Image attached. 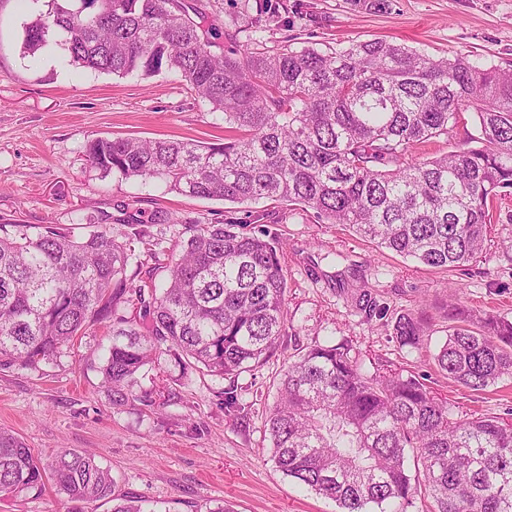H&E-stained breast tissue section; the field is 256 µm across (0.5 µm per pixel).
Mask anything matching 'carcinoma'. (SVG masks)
Instances as JSON below:
<instances>
[{
  "instance_id": "carcinoma-1",
  "label": "carcinoma",
  "mask_w": 512,
  "mask_h": 512,
  "mask_svg": "<svg viewBox=\"0 0 512 512\" xmlns=\"http://www.w3.org/2000/svg\"><path fill=\"white\" fill-rule=\"evenodd\" d=\"M24 29L23 53L54 44L79 67L107 75H181L224 114L222 144L96 138L86 152L105 174L156 178L169 190L232 203L299 205L329 224L431 268L452 270L487 253L494 201L512 189V69L465 55L433 59L384 39L342 50L288 46L216 53L181 0H47ZM473 114L472 145L426 159L412 149ZM166 286L128 276L136 232L120 242L102 227L76 237L54 224L35 233L0 223V371L37 370L95 324L111 329L97 371L112 404L145 369L174 363L234 378L262 362L282 336L287 281L279 241L236 224H190ZM370 318L378 305L353 291ZM448 333L434 356L454 384L484 392L512 378V319L446 302ZM427 322L395 319L402 347ZM349 342L314 343L281 379L267 420L276 468L342 512H512V417L455 418L424 378L376 363ZM413 467H408L407 452ZM83 512H160L115 495L92 455L63 450L45 464L0 429V499L40 497L47 481Z\"/></svg>"
}]
</instances>
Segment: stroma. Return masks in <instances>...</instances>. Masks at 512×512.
Wrapping results in <instances>:
<instances>
[{"mask_svg":"<svg viewBox=\"0 0 512 512\" xmlns=\"http://www.w3.org/2000/svg\"><path fill=\"white\" fill-rule=\"evenodd\" d=\"M204 15L217 51L290 45L322 50L383 38L433 58L465 54L512 69V0H190ZM42 0H0V221L38 228L109 225L116 239L131 234L126 214L143 211L146 244L132 266L148 273L178 253L187 224L233 223L241 232H271L281 241L287 278L284 335L255 369L229 380L197 371L163 380L144 369L136 401L110 402L91 369L110 342L102 325L78 348L40 370L0 372V428L12 430L42 462L64 448L96 455L116 481V494L142 497L170 512H338L332 500L307 490L275 466L266 417L276 386L299 349L349 341L372 361L426 375L458 415L501 416L512 410V380L482 393L456 386L433 357L446 338L444 302L456 290L471 310L512 317V252L490 247L485 260L455 270L434 269L379 250L315 212L275 201L252 204L182 196L160 180L102 175L86 153L97 137L224 140V117L210 110L181 77L141 79L97 74L71 65L51 46L22 52L24 26L44 11ZM166 223H156V216ZM364 284L384 319L364 321L340 283ZM423 309L431 326L417 349L393 336L397 314ZM236 384L246 408L224 412V391ZM151 394L148 408L139 397Z\"/></svg>","mask_w":512,"mask_h":512,"instance_id":"obj_1","label":"stroma"}]
</instances>
